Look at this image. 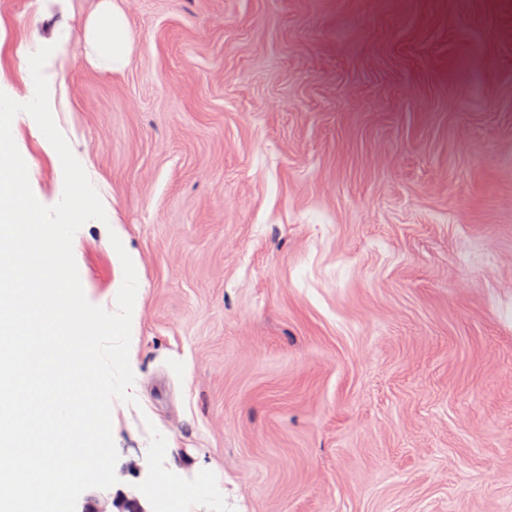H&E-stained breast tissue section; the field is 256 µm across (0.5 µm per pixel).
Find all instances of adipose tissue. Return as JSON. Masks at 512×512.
<instances>
[{
	"label": "adipose tissue",
	"mask_w": 512,
	"mask_h": 512,
	"mask_svg": "<svg viewBox=\"0 0 512 512\" xmlns=\"http://www.w3.org/2000/svg\"><path fill=\"white\" fill-rule=\"evenodd\" d=\"M87 58L97 70L117 73L130 64L134 38L116 0H97L84 30Z\"/></svg>",
	"instance_id": "adipose-tissue-1"
}]
</instances>
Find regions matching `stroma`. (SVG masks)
Returning <instances> with one entry per match:
<instances>
[{"mask_svg":"<svg viewBox=\"0 0 512 512\" xmlns=\"http://www.w3.org/2000/svg\"><path fill=\"white\" fill-rule=\"evenodd\" d=\"M91 4L0 0L2 92L69 27L54 121L138 258L118 481L78 507L512 512V0H121L113 75L85 59ZM72 250L114 310L107 226Z\"/></svg>","mask_w":512,"mask_h":512,"instance_id":"1","label":"stroma"}]
</instances>
